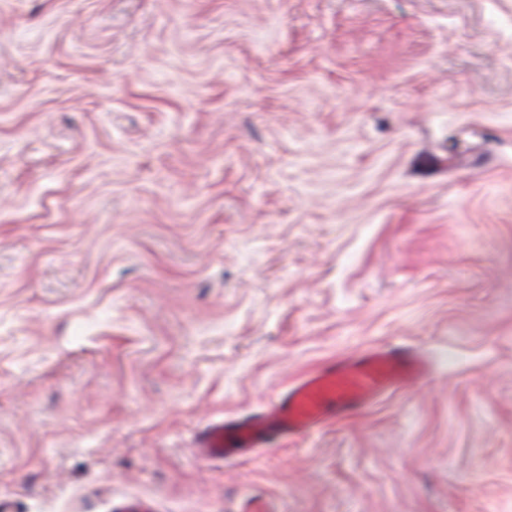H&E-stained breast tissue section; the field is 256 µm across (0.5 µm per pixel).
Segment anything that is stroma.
Returning <instances> with one entry per match:
<instances>
[{
  "mask_svg": "<svg viewBox=\"0 0 512 512\" xmlns=\"http://www.w3.org/2000/svg\"><path fill=\"white\" fill-rule=\"evenodd\" d=\"M430 378L201 459L301 372ZM512 512V0H0V512Z\"/></svg>",
  "mask_w": 512,
  "mask_h": 512,
  "instance_id": "35a3bbf8",
  "label": "stroma"
}]
</instances>
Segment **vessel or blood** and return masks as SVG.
Here are the masks:
<instances>
[{"label":"vessel or blood","instance_id":"b4317fda","mask_svg":"<svg viewBox=\"0 0 512 512\" xmlns=\"http://www.w3.org/2000/svg\"><path fill=\"white\" fill-rule=\"evenodd\" d=\"M425 361L395 345L367 348L308 371L272 400L236 421L211 424L202 446L208 457L305 434L336 414H355L384 394L426 377Z\"/></svg>","mask_w":512,"mask_h":512}]
</instances>
